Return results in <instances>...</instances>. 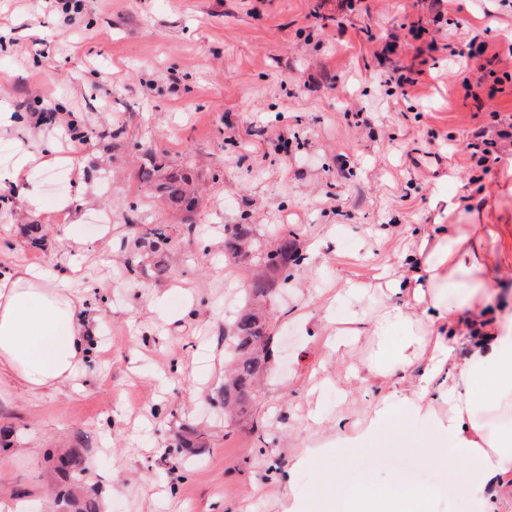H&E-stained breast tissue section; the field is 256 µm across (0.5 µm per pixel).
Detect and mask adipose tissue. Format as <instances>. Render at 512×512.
Wrapping results in <instances>:
<instances>
[{"label": "adipose tissue", "instance_id": "obj_1", "mask_svg": "<svg viewBox=\"0 0 512 512\" xmlns=\"http://www.w3.org/2000/svg\"><path fill=\"white\" fill-rule=\"evenodd\" d=\"M511 235L502 224H443L422 237L419 282L405 289L390 281L398 300L374 320V374L391 379L423 357L427 370L410 391L385 395L354 434L344 435V448L378 447L405 407L451 435V457L474 494L493 478L512 480V430L486 428L490 419L512 420V308H489V286L501 271L486 254L487 244ZM464 317L488 326L486 338L470 342L461 358L457 328ZM91 334L66 276L49 278L34 267L0 272V380L12 379L33 396L86 388ZM344 448H312L298 463L320 470L346 512H424L429 491L396 477L371 492L347 488L335 463Z\"/></svg>", "mask_w": 512, "mask_h": 512}]
</instances>
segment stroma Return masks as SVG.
Returning a JSON list of instances; mask_svg holds the SVG:
<instances>
[{
	"label": "stroma",
	"mask_w": 512,
	"mask_h": 512,
	"mask_svg": "<svg viewBox=\"0 0 512 512\" xmlns=\"http://www.w3.org/2000/svg\"><path fill=\"white\" fill-rule=\"evenodd\" d=\"M420 48L425 73L400 95ZM1 112L20 121L0 128V180L19 147L46 140L73 162L29 171L39 209L0 196V269L70 275L102 348L84 392L0 387V427L13 435L0 469L29 492V512H46L37 490L61 480L20 448L82 449V493L107 512L314 504L321 477L299 457L425 368L372 374L386 281L409 274L429 225H512V180L469 149L512 116V0H82L67 17L45 0H0ZM145 150L193 167L203 200L192 227L141 182ZM462 197L464 210H449ZM132 203L173 227L168 276L124 267ZM33 223L48 229L39 249L23 232ZM228 224L266 242L285 227L305 249L267 300L272 355L256 404L233 422L216 396L248 272L224 258ZM188 427L206 445L184 456L175 444ZM394 428L403 452H349L344 473L400 472L434 489L430 512H483L445 492L464 479L439 459L451 442L434 421L402 410Z\"/></svg>",
	"instance_id": "35a3bbf8"
}]
</instances>
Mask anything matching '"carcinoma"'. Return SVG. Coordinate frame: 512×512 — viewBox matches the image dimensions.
Masks as SVG:
<instances>
[{
	"label": "carcinoma",
	"instance_id": "cac0c4a2",
	"mask_svg": "<svg viewBox=\"0 0 512 512\" xmlns=\"http://www.w3.org/2000/svg\"><path fill=\"white\" fill-rule=\"evenodd\" d=\"M140 178L158 201L187 215L196 211L201 199L191 175L174 169L164 155L146 153ZM126 223L137 226L138 235L125 267L128 273L149 276L167 270L163 256L172 241L169 224H146L135 214ZM224 255L243 262L253 257L260 269L251 272L249 300L224 331V357L228 370L222 390L224 409L232 414L246 412L258 393L259 378L271 355L272 331L267 312L259 302L280 287L288 285L291 270L304 260L297 235L284 227L272 247L262 246L249 224L224 225ZM55 468L70 482L81 480L87 471L79 449L69 450L64 460H55Z\"/></svg>",
	"mask_w": 512,
	"mask_h": 512
}]
</instances>
